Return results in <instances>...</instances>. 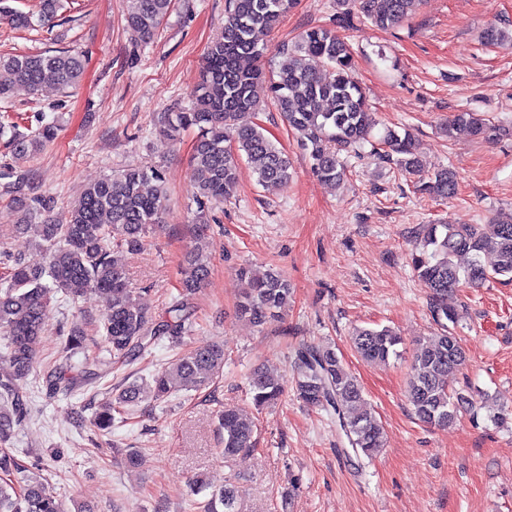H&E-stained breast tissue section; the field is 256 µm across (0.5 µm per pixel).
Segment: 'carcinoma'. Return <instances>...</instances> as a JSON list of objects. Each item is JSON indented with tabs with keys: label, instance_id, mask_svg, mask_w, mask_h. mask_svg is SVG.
<instances>
[{
	"label": "carcinoma",
	"instance_id": "obj_1",
	"mask_svg": "<svg viewBox=\"0 0 512 512\" xmlns=\"http://www.w3.org/2000/svg\"><path fill=\"white\" fill-rule=\"evenodd\" d=\"M61 0H41L38 16L0 5V15L11 25L27 29L33 21L54 17ZM128 26L140 39L153 41L170 13L173 0H130ZM416 0H337L333 27L306 30L293 48L282 47L285 59L270 78L273 103L288 127L309 152L312 169L321 180L336 184L346 176L340 153L368 141L375 127L374 113L363 88L354 77V59L349 44L337 34L339 28L368 24L377 29L400 25L411 14ZM296 0H226L224 29L207 46L198 84L190 92L191 106L165 112L158 119L159 131L178 141L187 130L196 132L192 153V178L199 203H220L231 197L237 183L240 161L255 167L257 182L264 189H283L292 179L288 155L256 123L243 118L258 110L253 88L265 78L259 67L246 69L244 59L259 60L269 36L294 8ZM329 76H321L322 69ZM0 70L12 76L0 83V99L11 95L16 85L37 92L45 86L62 90L79 85L83 62L70 51L30 54H0ZM332 104L330 109L324 103ZM466 127L480 140L493 141L500 129L474 112H458L448 121V130ZM58 135L52 122L42 123L29 134L11 140L19 156L35 158ZM383 144L396 155L399 169L414 174L420 161L410 134L389 129ZM454 171L444 168L415 191L435 198H451L457 192ZM167 187L156 168H129L88 184L68 209L63 222L49 213L54 201L36 197L38 211L48 214L36 226L18 224L24 233L35 227L45 244L44 258L34 264L20 255L4 253L10 262L0 278V444H8L15 430L29 416L27 380L39 359L44 330L43 311L51 294L61 292L77 299L93 289L109 298L103 329L112 363L133 361L155 343L166 339L176 345L192 331V299L207 283L210 257L199 245L183 257L178 296L167 316L155 319L131 287L125 268L112 257V248L138 251L147 227L162 223ZM411 254L417 276L429 288L434 315L441 321L437 335L420 344L411 361L405 395L415 418L429 426L448 427L460 413L473 410L477 402L453 388L467 357L461 340L449 324L456 323V310L448 298L460 288H479L498 276L512 282V215L493 224H426ZM470 256L458 265L456 258ZM242 291L239 314L263 326L279 317L288 304L292 288L281 272L271 269L256 278L239 271ZM447 323H442V320ZM85 334L75 325L67 334L64 351L73 356L84 349ZM402 337L392 328H359L352 336L357 353L367 361L386 362L398 355ZM224 347L213 345L182 354L148 380L124 383L108 397L90 419L100 432L109 433L115 415L145 400L164 401L180 392L200 391L223 372ZM102 375L82 371L72 364H55L46 373L47 393L70 394L95 383ZM294 387L305 403L333 412L354 452L368 459L384 446V428L372 405L364 398L357 378L342 364L336 352L326 347L306 346L296 353ZM248 387L256 408L274 404L283 393L280 380L261 368L248 375ZM224 457L233 458L254 448L255 417L227 411L220 415ZM18 469L14 456L0 452V512H65L64 504L48 481L16 484L9 475ZM238 491L232 485L211 494L203 512H238Z\"/></svg>",
	"mask_w": 512,
	"mask_h": 512
}]
</instances>
